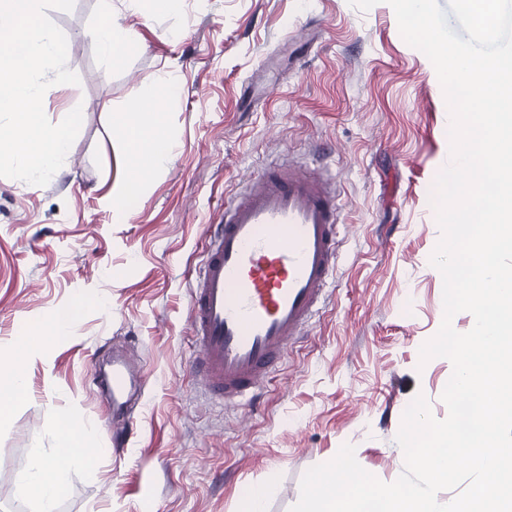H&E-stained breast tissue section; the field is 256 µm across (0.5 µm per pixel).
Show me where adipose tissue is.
I'll return each mask as SVG.
<instances>
[{"label": "adipose tissue", "mask_w": 512, "mask_h": 512, "mask_svg": "<svg viewBox=\"0 0 512 512\" xmlns=\"http://www.w3.org/2000/svg\"><path fill=\"white\" fill-rule=\"evenodd\" d=\"M163 91L159 85L142 88L139 109L127 113L125 133L130 149L123 160L130 190H138L147 173L162 168L168 159L167 133L162 126L160 104ZM81 313L74 304L57 310L51 320L36 324L30 335L20 337L13 347L15 366L0 370V402L16 398L25 389L22 368L30 355L56 341L75 325ZM65 484L63 469L35 456L15 485L18 497L31 501L34 512H54Z\"/></svg>", "instance_id": "adipose-tissue-1"}]
</instances>
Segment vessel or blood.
Masks as SVG:
<instances>
[{"label":"vessel or blood","mask_w":512,"mask_h":512,"mask_svg":"<svg viewBox=\"0 0 512 512\" xmlns=\"http://www.w3.org/2000/svg\"><path fill=\"white\" fill-rule=\"evenodd\" d=\"M336 184L301 166L270 167L225 202L190 296L194 371L213 398L259 390L325 301L338 258Z\"/></svg>","instance_id":"vessel-or-blood-1"}]
</instances>
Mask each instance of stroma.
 Returning <instances> with one entry per match:
<instances>
[{"mask_svg":"<svg viewBox=\"0 0 512 512\" xmlns=\"http://www.w3.org/2000/svg\"><path fill=\"white\" fill-rule=\"evenodd\" d=\"M80 82L43 99L51 123L82 124L63 166L37 186L0 177V367L18 336L80 303L69 334L24 367L26 389L0 413V512H31L15 479L34 451L55 459L54 407L100 456L69 468L56 512H289L311 467L342 445L383 482L404 470L396 441L424 395L436 419L452 374L420 348L443 320L431 194L450 158V115L430 60L401 37L385 0H75L49 10ZM130 47L105 59L93 32ZM165 84L167 164L129 192L120 124L143 86ZM292 161L335 176L343 224L336 274L303 336L256 404L204 396L189 295L224 201L264 166ZM123 199L114 213L105 194ZM122 356L126 446L112 444L100 368Z\"/></svg>","mask_w":512,"mask_h":512,"instance_id":"35a3bbf8","label":"stroma"}]
</instances>
